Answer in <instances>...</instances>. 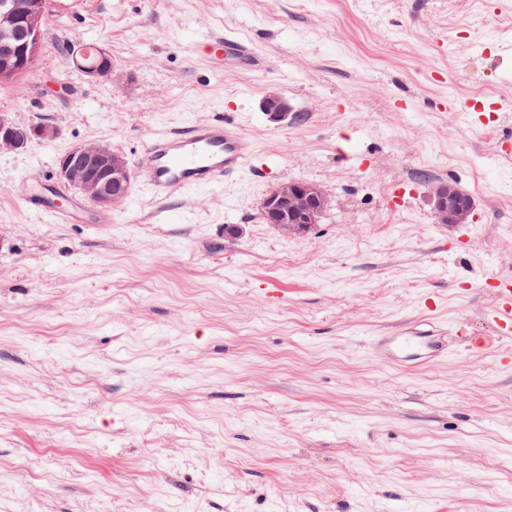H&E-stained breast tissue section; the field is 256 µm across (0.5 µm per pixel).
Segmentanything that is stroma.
Returning <instances> with one entry per match:
<instances>
[{
    "label": "stroma",
    "mask_w": 512,
    "mask_h": 512,
    "mask_svg": "<svg viewBox=\"0 0 512 512\" xmlns=\"http://www.w3.org/2000/svg\"><path fill=\"white\" fill-rule=\"evenodd\" d=\"M228 27L263 70L197 52ZM87 43L110 78L73 66ZM42 45L0 93V113L59 130L0 152V512H512V367L453 335L493 336L489 282L512 278V158L492 151L512 132V0H49ZM271 89L296 121H267ZM218 113L259 171L132 189L108 224L24 205L70 146L133 166L150 132ZM291 180L332 199L305 238L261 219ZM444 180L474 199L468 223H435ZM426 323L448 360L369 349ZM74 65L80 69L88 78L99 80L107 78L112 74V61L110 53L100 47H96L95 53L97 62H87V49L83 46H70L68 50Z\"/></svg>",
    "instance_id": "obj_1"
}]
</instances>
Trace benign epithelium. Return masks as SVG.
<instances>
[{
  "mask_svg": "<svg viewBox=\"0 0 512 512\" xmlns=\"http://www.w3.org/2000/svg\"><path fill=\"white\" fill-rule=\"evenodd\" d=\"M46 0H0V81L9 82L28 72L39 55ZM74 65L88 78L99 80L112 74L110 53L95 49L97 62H87V49L71 46ZM261 108L272 123L295 118L288 98L269 91ZM58 130L46 124H20L0 114V151H18L35 139H49ZM59 178L69 187L97 204L107 207L128 194L130 171L125 158L101 141L72 146L58 157ZM437 224H465L474 209V200L451 182L435 183L428 189ZM332 205L330 196L319 185L292 180L275 187L264 199L263 216L286 236H305L320 223Z\"/></svg>",
  "mask_w": 512,
  "mask_h": 512,
  "instance_id": "1",
  "label": "benign epithelium"
}]
</instances>
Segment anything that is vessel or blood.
<instances>
[{
    "label": "vessel or blood",
    "mask_w": 512,
    "mask_h": 512,
    "mask_svg": "<svg viewBox=\"0 0 512 512\" xmlns=\"http://www.w3.org/2000/svg\"><path fill=\"white\" fill-rule=\"evenodd\" d=\"M199 47L210 61L223 60L232 52L249 69L257 68L260 58L250 40L229 32L206 35ZM256 158L254 143L223 118L213 117L189 124L179 132H156L142 143V159L134 180L165 200L191 190L223 183L226 176L251 165ZM25 202L29 210L45 215L57 224L79 220L77 207L68 193L48 183L29 190ZM497 338L512 337V286L503 285L486 313ZM374 353L400 363H433L450 356L448 339L435 329H408L401 333L374 337Z\"/></svg>",
    "instance_id": "1"
}]
</instances>
